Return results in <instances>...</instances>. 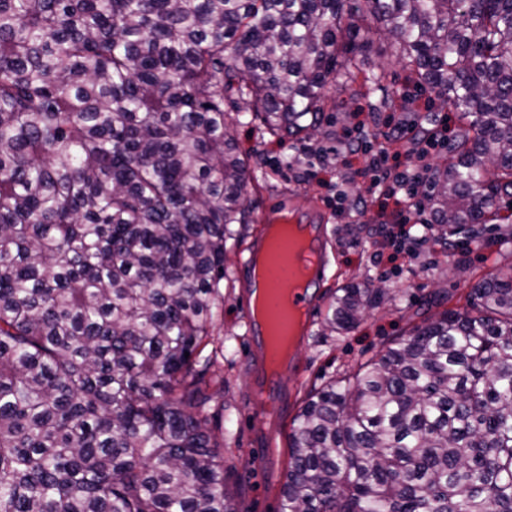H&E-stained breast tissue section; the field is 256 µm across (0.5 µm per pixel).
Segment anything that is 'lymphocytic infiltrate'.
<instances>
[{
  "mask_svg": "<svg viewBox=\"0 0 512 512\" xmlns=\"http://www.w3.org/2000/svg\"><path fill=\"white\" fill-rule=\"evenodd\" d=\"M352 135L346 136L343 148L351 154L364 155L367 161L363 176L371 180L373 198L357 197L344 201L338 189H331L327 199L337 216L346 218L354 213H363L371 206L373 199H381L383 209L388 212L387 220L378 222L374 234L391 244L395 254H402L398 238L409 239L414 228L424 226L421 217L419 189L432 177V170L426 159L432 152L442 147L448 135L447 120H440L436 134L414 137L415 121L413 113H406L401 122L390 127L380 144H373L365 136L364 121H356ZM411 142L414 153L422 160L421 165L413 167L399 159V148L404 142Z\"/></svg>",
  "mask_w": 512,
  "mask_h": 512,
  "instance_id": "f902f5d3",
  "label": "lymphocytic infiltrate"
}]
</instances>
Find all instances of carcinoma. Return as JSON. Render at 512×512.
Segmentation results:
<instances>
[{
	"instance_id": "cac0c4a2",
	"label": "carcinoma",
	"mask_w": 512,
	"mask_h": 512,
	"mask_svg": "<svg viewBox=\"0 0 512 512\" xmlns=\"http://www.w3.org/2000/svg\"><path fill=\"white\" fill-rule=\"evenodd\" d=\"M384 37L461 126L430 235L512 219V0H0V512H238L214 319L248 163ZM294 419L282 512H512V267ZM389 297L334 294L331 332Z\"/></svg>"
}]
</instances>
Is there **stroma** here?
I'll use <instances>...</instances> for the list:
<instances>
[{"instance_id": "stroma-1", "label": "stroma", "mask_w": 512, "mask_h": 512, "mask_svg": "<svg viewBox=\"0 0 512 512\" xmlns=\"http://www.w3.org/2000/svg\"><path fill=\"white\" fill-rule=\"evenodd\" d=\"M363 58L366 69L385 71L384 87L356 84L330 88L322 125L309 140L284 143L269 135L260 136L249 125L234 129L253 178L248 185L247 221L233 225V237L227 243L224 307L215 319L214 334L224 341V417L219 433L224 437V473L238 512H280L290 460L288 435L313 388L335 376L343 364L367 360L393 339L408 335L414 325L420 324L421 311L432 315L448 309L468 311L472 289L498 269L512 265V243H498L504 225L489 224L478 239L456 234L448 242L409 243L399 268L394 269L374 259L386 248L384 241L369 234L372 222L379 218V206H372L360 222L349 223L339 220L327 205L325 184L329 181L340 183L348 200L370 193L368 179H347L350 169L366 164L364 158L347 156L340 148L350 113L378 114L380 124L369 126L368 131L382 136L385 119L397 121L402 117L401 109L383 104L389 87L425 102V109L418 114L424 129H431V115L442 112L433 91L408 82L404 62L385 41H374ZM325 151L331 154L329 168L306 180L295 178L292 165L315 162ZM273 157L286 160V167L272 168L269 160ZM290 197L301 216L311 215L316 208L322 211L328 219L334 249L329 253V268L311 313L312 327L300 351L296 372L279 389L276 417L271 426L264 427L254 417L260 400L258 355L247 333L238 271L249 254L260 211ZM368 279L388 290L390 302L369 310L358 327L349 332L324 331L322 320L336 289L360 286Z\"/></svg>"}]
</instances>
